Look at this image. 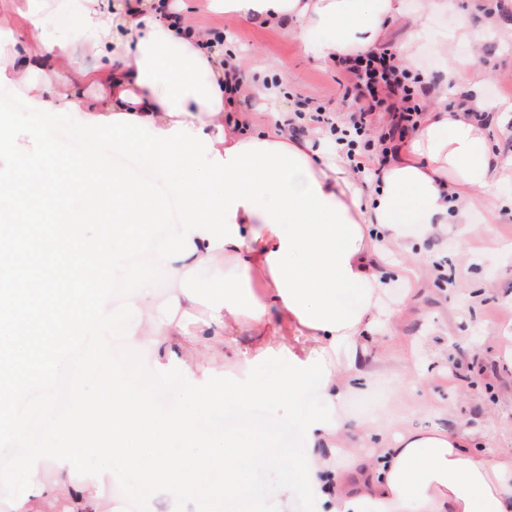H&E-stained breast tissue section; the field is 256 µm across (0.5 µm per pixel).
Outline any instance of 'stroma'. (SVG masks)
<instances>
[{
	"label": "stroma",
	"mask_w": 512,
	"mask_h": 512,
	"mask_svg": "<svg viewBox=\"0 0 512 512\" xmlns=\"http://www.w3.org/2000/svg\"><path fill=\"white\" fill-rule=\"evenodd\" d=\"M451 3L448 13L429 25V48L409 60L413 72L442 78L448 61L432 44L461 23L478 29L494 12L512 22V0ZM184 5L188 23L224 34L227 46L242 50L243 67L257 60L273 63L289 103L309 96L335 107L341 92L335 62L305 54L285 29L224 17L209 9L208 0H184ZM454 55L474 57L471 72L482 81L486 99L503 106V113L486 116L484 131L495 150L511 158L512 40L491 34L480 55H473L464 42L455 46ZM420 253L426 275L412 291L401 276V254L391 247L385 252L379 265L389 283L385 301L401 312L382 332L381 365L364 390L346 395L345 410L353 420L386 424L391 436L462 426L469 432L470 447L511 449L512 222L491 224L484 212L472 211L465 229L440 226L423 241ZM443 272L455 276L456 287L440 280ZM407 355L417 357L420 370L396 377L392 369ZM318 408L311 388L296 404L283 393L274 402L235 400L223 406L233 414L229 426L243 428V444L263 435L295 458L302 452L303 421ZM247 478L249 499L229 502L227 512H321L304 488L302 468L251 467Z\"/></svg>",
	"instance_id": "1"
}]
</instances>
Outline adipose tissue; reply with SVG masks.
I'll use <instances>...</instances> for the list:
<instances>
[{
  "label": "adipose tissue",
  "instance_id": "ef3b65f1",
  "mask_svg": "<svg viewBox=\"0 0 512 512\" xmlns=\"http://www.w3.org/2000/svg\"><path fill=\"white\" fill-rule=\"evenodd\" d=\"M209 5L286 28L306 54L331 61L377 49L405 14L403 0ZM180 12L173 0H7L0 14L24 33L0 48V88L22 90L49 111L83 113L81 134L146 149L183 213L164 252L165 305L155 306L151 289L130 292L150 318L127 342V365L104 346L89 356L85 375L100 394L74 384L75 419L21 459L25 488L11 512L55 503L62 512H110L99 487L119 466L139 473L138 493H192L220 512L224 501L247 498L246 462L281 466L286 457L268 442L236 448L222 435L200 446L196 419L231 398L297 400L310 386L320 408L304 421L305 489L326 512H512V450L469 447L459 428L404 433L366 458L350 438L371 428L342 405L371 375L364 362L377 324L397 314L383 303L387 283L373 265L382 243L409 253L435 226L467 223L476 208L494 216L503 204L505 163L479 119L494 105L480 83L449 64L407 146L364 183L345 153L290 137L289 107L267 126L234 112L235 51L209 48V36L186 28ZM69 21L72 32L47 36L50 24ZM452 87L460 104L450 109ZM208 264L224 267L211 299L195 286ZM245 328L260 344H239ZM202 343L210 358L200 356ZM145 351L159 373L191 380L189 411L156 415L151 387L133 381ZM269 360L282 367L280 385L253 384L251 369ZM161 433L181 437L183 451L158 445ZM345 453L344 476L332 459ZM88 457L95 469H84Z\"/></svg>",
  "mask_w": 512,
  "mask_h": 512
}]
</instances>
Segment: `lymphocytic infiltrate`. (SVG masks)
I'll list each match as a JSON object with an SVG mask.
<instances>
[{
  "instance_id": "obj_1",
  "label": "lymphocytic infiltrate",
  "mask_w": 512,
  "mask_h": 512,
  "mask_svg": "<svg viewBox=\"0 0 512 512\" xmlns=\"http://www.w3.org/2000/svg\"><path fill=\"white\" fill-rule=\"evenodd\" d=\"M340 66V74L348 84L340 109L348 110V118H340L339 110L322 106L308 109L303 118L306 129L330 133L352 158L354 172L364 177L405 145L415 132L423 112L425 86L400 63L396 51L389 46L341 61ZM379 108L388 112L390 124L386 131L374 136L370 133V119Z\"/></svg>"
}]
</instances>
